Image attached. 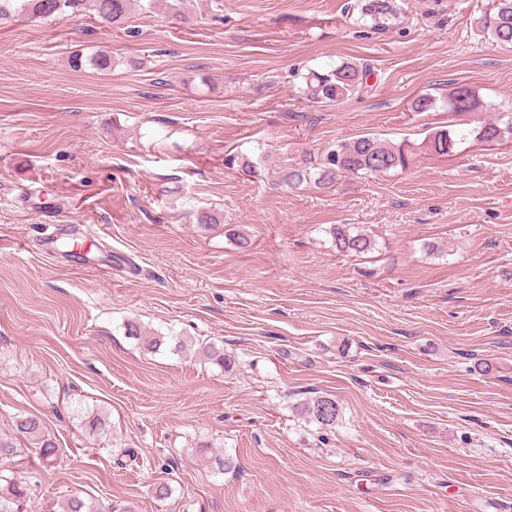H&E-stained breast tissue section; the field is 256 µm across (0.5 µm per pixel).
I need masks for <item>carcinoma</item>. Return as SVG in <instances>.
<instances>
[{
	"mask_svg": "<svg viewBox=\"0 0 512 512\" xmlns=\"http://www.w3.org/2000/svg\"><path fill=\"white\" fill-rule=\"evenodd\" d=\"M134 0H0V21L27 16L34 20H48L68 11H89L111 26L123 25L131 12ZM398 14L395 0H359V20L372 21L380 26L388 25ZM474 27L481 36L500 45L512 46V0H490L489 7L474 19ZM74 69H93L99 72L112 70V55L99 51L85 56L75 53L70 58ZM370 67L357 59L342 61L323 71L311 70L303 76L300 88L306 99L316 104L341 103L364 92ZM448 108L452 112H470L476 101L467 88L458 87L448 95ZM512 132V122L503 128L498 122L484 124L477 137L485 143L499 141L503 134ZM458 134L450 130H437L426 140V147L434 155L452 152ZM413 161V152L373 135H362L343 141L326 153L315 164L302 158L292 162L284 159L271 166L278 184L297 189L315 182L330 185L343 174H377L403 171ZM329 234L336 250L351 255H360L374 250L376 241L368 233L353 224H334ZM205 357L227 369L232 359L214 344L203 348ZM297 414L325 428H333L340 416V407L331 395L317 396L295 407ZM19 432L36 439L38 459L46 467L57 459L55 443L42 436L39 422L33 417H23L16 423ZM26 489L21 482L9 477H0V512H26ZM51 512H101L99 504L73 496L51 508Z\"/></svg>",
	"mask_w": 512,
	"mask_h": 512,
	"instance_id": "cac0c4a2",
	"label": "carcinoma"
}]
</instances>
